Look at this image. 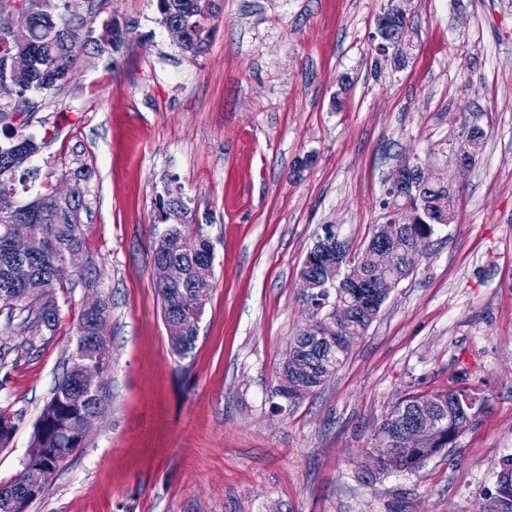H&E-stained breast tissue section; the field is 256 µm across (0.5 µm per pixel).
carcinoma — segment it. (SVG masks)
<instances>
[{"mask_svg":"<svg viewBox=\"0 0 512 512\" xmlns=\"http://www.w3.org/2000/svg\"><path fill=\"white\" fill-rule=\"evenodd\" d=\"M31 11L32 32L29 43L18 46L10 41L0 26V59L11 63L8 70L0 69V78L10 79L16 88L14 103L0 105V130L6 138L0 143V307L6 319L21 318L20 326L32 333L30 348L36 340L54 335L60 321L58 293L63 283L53 275L62 261L85 250L84 225L77 222L78 213L86 208L85 195L92 171L81 164L63 174L72 182V205L58 207L52 203L53 193L45 192L34 200L20 205L15 200V182L25 181L18 156L31 157L45 145L24 133L31 111L39 107L33 100L65 85L76 69L80 55L88 47L97 50L106 46L118 52L130 48V33L135 22L116 18L102 23L98 36L81 41L74 29L75 0H23ZM171 42L187 56L206 53L214 32V21L222 10L220 0H156ZM71 64V69L59 68V61ZM427 213L430 218L418 229H430V224L443 214L448 204V187L437 182L427 194ZM192 200L185 194L177 177L162 184L154 198L155 223L150 225L152 281L160 299L162 317L181 314L186 318L188 331L168 336L172 353L181 360L192 357L199 339L195 292L214 288V246L198 224ZM178 211L180 223H166L165 214ZM11 224H30L44 240L39 254L29 253L23 244L8 235ZM194 234L200 249L190 258L179 254L182 236ZM413 231L393 243L397 262L388 276L403 280L419 264L412 251ZM178 260L186 267L183 283L170 285L164 281V263ZM112 304L102 299L97 309L82 312L75 330V348L69 354L66 370L55 384L52 396L44 405L31 438V446L44 449V463L49 480L65 468L71 459L85 448V442L70 433L73 422L93 411H105L110 401L112 358L111 338L92 335L94 329L110 322ZM371 325L368 314L353 319L339 332L321 330L314 336H296L291 341L283 364H292L298 380L312 389L322 386L348 356L351 343ZM407 406L406 421H424L440 415L448 408L477 416L482 403L464 387H450L434 393H416L405 397L382 420L379 433L389 451L376 453L367 474L373 477L396 471L416 470L438 452L448 447V422L428 434L421 448H395L390 443L400 407ZM17 425L9 413L0 411V448L11 443ZM489 512H512V456L504 457L491 487L484 492Z\"/></svg>","mask_w":512,"mask_h":512,"instance_id":"cac0c4a2","label":"carcinoma"}]
</instances>
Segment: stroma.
<instances>
[{"mask_svg":"<svg viewBox=\"0 0 512 512\" xmlns=\"http://www.w3.org/2000/svg\"><path fill=\"white\" fill-rule=\"evenodd\" d=\"M391 0H223L205 55L172 44L155 0H77L79 35L136 20L127 52L89 51L27 134L40 189L85 163V266L112 300V399L84 452L25 512H483L512 454V0H404L400 70L369 36ZM485 131L466 176L451 151ZM436 167L456 198L425 255L336 373L283 405L278 369L310 322L299 279L315 233L361 247L386 178ZM177 175L215 248L192 358L173 356L151 279L153 199ZM88 290L59 293L55 335L29 348L0 315V409L17 431L0 481L72 350ZM484 396L452 447L369 480L380 422L456 373Z\"/></svg>","mask_w":512,"mask_h":512,"instance_id":"stroma-1","label":"stroma"}]
</instances>
